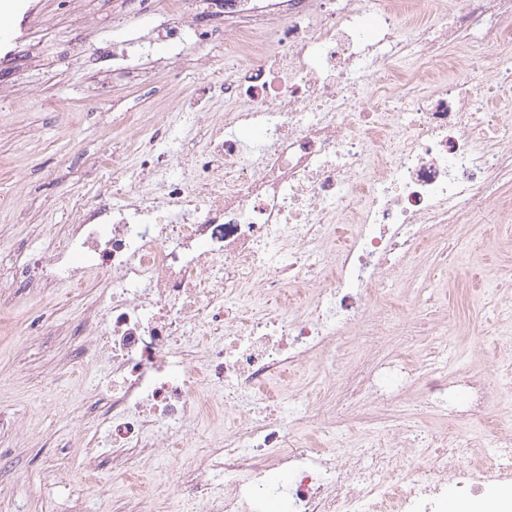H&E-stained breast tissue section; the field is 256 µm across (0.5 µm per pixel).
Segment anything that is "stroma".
Masks as SVG:
<instances>
[{
    "mask_svg": "<svg viewBox=\"0 0 512 512\" xmlns=\"http://www.w3.org/2000/svg\"><path fill=\"white\" fill-rule=\"evenodd\" d=\"M158 0H139L138 17L119 21L112 0H0V20L12 28L0 59V198L24 206L22 218L0 208V279L42 251L55 226L72 223L61 195L83 189L87 180L105 185L108 168L92 169L99 148L122 139L113 129L116 112H152L161 102L176 72L170 50L155 43L150 19ZM85 15V27L71 20L72 8ZM83 58L69 55V44L83 40ZM138 58L150 84L111 75L113 58ZM458 249L449 254L447 294L435 298L421 285L422 273L436 265L438 252L421 260L408 295L418 314L447 307L468 329L449 337L448 371L478 372L493 377V369L512 347V325L486 334L490 312L479 302L498 274L499 258L512 251V235L495 224H462L452 232ZM13 283L16 306L0 315V420L19 419L22 433L5 430L0 447L11 457L0 471V512H98L102 497L121 498L135 487L149 485L156 471L123 478L103 466L92 479L84 477L86 444L95 418L89 401L101 386L105 368L78 369L86 348L74 328V306L43 303L39 296Z\"/></svg>",
    "mask_w": 512,
    "mask_h": 512,
    "instance_id": "obj_1",
    "label": "stroma"
}]
</instances>
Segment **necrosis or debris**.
<instances>
[{"instance_id": "4bbe7bcc", "label": "necrosis or debris", "mask_w": 512, "mask_h": 512, "mask_svg": "<svg viewBox=\"0 0 512 512\" xmlns=\"http://www.w3.org/2000/svg\"><path fill=\"white\" fill-rule=\"evenodd\" d=\"M194 26L172 0L159 37L190 85L171 83L158 121L123 114L125 147L103 152L111 201L74 192L75 220L32 258L26 283L70 288L95 356L93 457L135 474L159 450L175 463L120 512H448V472L470 457L467 429L512 398V366L493 380L442 374L447 350L368 355L372 336L447 339L451 317L415 320L382 278L406 273L448 232L512 217V110L488 111L497 85L448 78L512 48V0H196ZM192 43V54L182 50ZM234 60L199 68L215 46ZM226 108L218 112L215 101ZM358 339L363 381L310 403L254 410L244 398ZM416 395L443 427L402 413ZM349 401L342 410L340 400ZM365 432L405 435L374 457L330 448L348 411ZM471 495L512 480V430L463 476Z\"/></svg>"}]
</instances>
